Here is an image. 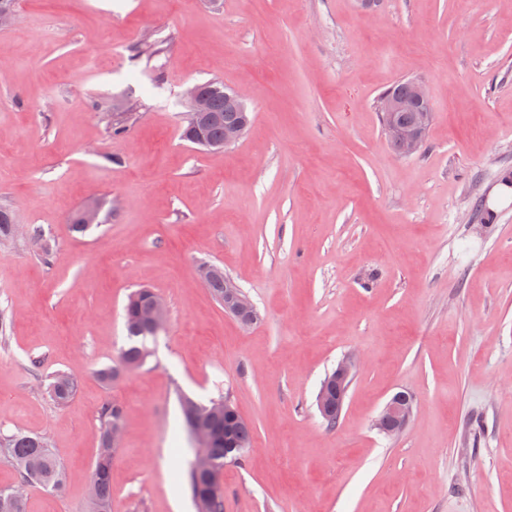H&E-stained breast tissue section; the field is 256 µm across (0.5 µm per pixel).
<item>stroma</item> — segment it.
Listing matches in <instances>:
<instances>
[{
	"label": "stroma",
	"instance_id": "stroma-1",
	"mask_svg": "<svg viewBox=\"0 0 512 512\" xmlns=\"http://www.w3.org/2000/svg\"><path fill=\"white\" fill-rule=\"evenodd\" d=\"M0 28V432L41 434L86 512L99 412L120 402L112 512H195L177 393H229L253 449L225 466L224 512H512V0H17ZM171 40L133 60L144 35ZM218 79L254 119L233 146L181 137L183 91ZM423 82L425 148L392 151L379 95ZM140 100L129 132L106 122ZM99 199L107 223L71 233ZM40 228L50 256L31 238ZM223 268L260 319L225 313ZM150 288L167 326L106 384L123 306ZM358 365L339 422L326 375ZM65 372L66 406L48 393ZM408 390L394 436L375 421ZM207 264L198 267V275L216 299L224 295V311L235 316L241 324L249 326L255 323L258 313L255 305L246 293L236 285L230 278L224 277V270L217 266ZM210 277V278H209ZM355 367V360L351 357L343 359L338 363L332 376L325 377V381L321 385L317 394L318 408L328 407L335 403L336 409L326 408L322 411L321 416L327 426L334 427L340 418L336 417V410H340L342 404L345 402L348 390L351 385L353 377V369ZM76 381L65 373H55L48 385L50 397L59 404H65L76 391Z\"/></svg>",
	"mask_w": 512,
	"mask_h": 512
}]
</instances>
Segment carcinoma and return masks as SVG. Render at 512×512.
<instances>
[{
	"label": "carcinoma",
	"instance_id": "obj_1",
	"mask_svg": "<svg viewBox=\"0 0 512 512\" xmlns=\"http://www.w3.org/2000/svg\"><path fill=\"white\" fill-rule=\"evenodd\" d=\"M167 51V47L157 42H145L138 45L133 53L135 58H153ZM199 89L210 101V112L205 119V132L208 138L219 143L224 140V127L234 124L252 123L251 112L241 109L232 99V89L224 83L212 79L199 84ZM106 221L101 216L94 224L85 219V210L76 211L69 218L72 233L84 236L91 229ZM14 234V217L10 208L0 207V239H8ZM215 298L224 295V270L214 265L212 274L206 283ZM149 301V290L139 289L128 297L124 307V325L129 340L116 365L105 366L97 371L98 377L105 383L116 380L121 372L139 367L151 355L146 345L147 339L153 337L151 328L141 321V309ZM76 381L71 376L58 372L50 377L48 385L50 397L59 404L71 399L76 391ZM125 419L122 405L116 402L105 404L99 415L100 444L112 447L111 429L116 420ZM213 433L212 441L199 449L202 457L209 461L210 470L200 473L186 467L184 479L196 508V512H224V491L215 488L213 476L224 472V461L241 448L253 445L251 426L240 416L225 420L215 418L207 422ZM0 459L11 463L18 471L19 477L33 485H38L51 492H61L65 488V465L55 455L47 441L40 435L29 432L0 433ZM114 454H97L90 476L89 486L94 490L90 501V512H110L112 498L111 471Z\"/></svg>",
	"mask_w": 512,
	"mask_h": 512
}]
</instances>
